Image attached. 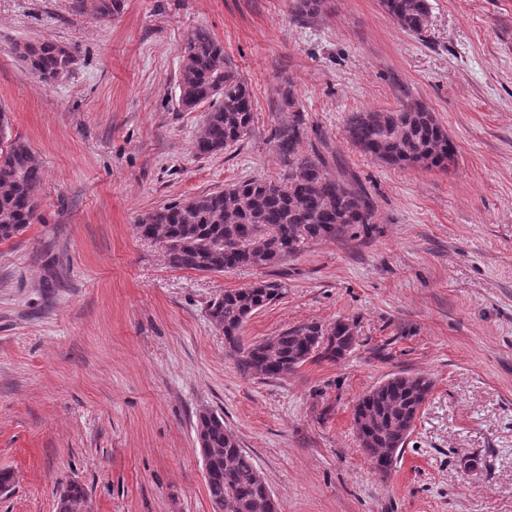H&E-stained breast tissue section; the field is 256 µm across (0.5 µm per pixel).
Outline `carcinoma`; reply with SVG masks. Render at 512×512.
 <instances>
[{"label":"carcinoma","instance_id":"1","mask_svg":"<svg viewBox=\"0 0 512 512\" xmlns=\"http://www.w3.org/2000/svg\"><path fill=\"white\" fill-rule=\"evenodd\" d=\"M108 21L123 12L125 0H75ZM384 10L403 28L419 33L425 27L427 0H381ZM13 51L28 69L49 85L68 71L73 57L46 40L17 44ZM179 105L186 111L209 104L203 126L193 142L199 156L213 155L239 142L252 129L254 112L248 86L224 57V46L208 31L188 37L181 51ZM288 92L283 106L288 122L274 129L273 139L294 163L288 179L254 178L218 191L184 198L160 207L139 220L137 233L162 244L174 269L219 274L243 267L270 268L302 252L312 241L334 238L372 224L374 202L343 179L327 176L318 152L297 154L305 135L301 112ZM347 136L361 152L388 165L445 168L455 149L434 112L420 105L392 111L358 112L349 119ZM43 170L30 147L13 141L0 149V240H9L33 222ZM275 280L224 292L208 306L210 322L224 341L239 350V369L262 379L281 378L310 356L336 362L354 343L353 325H304L246 343L245 323L281 294ZM433 382L425 376L395 375L358 399L353 409L356 430L367 441L376 471L388 474L390 453L405 445L404 427L416 418ZM197 437L207 448L212 502L224 512H269V502L252 458L224 424L208 409L196 415ZM61 512H85L86 492L70 483L60 493Z\"/></svg>","mask_w":512,"mask_h":512}]
</instances>
